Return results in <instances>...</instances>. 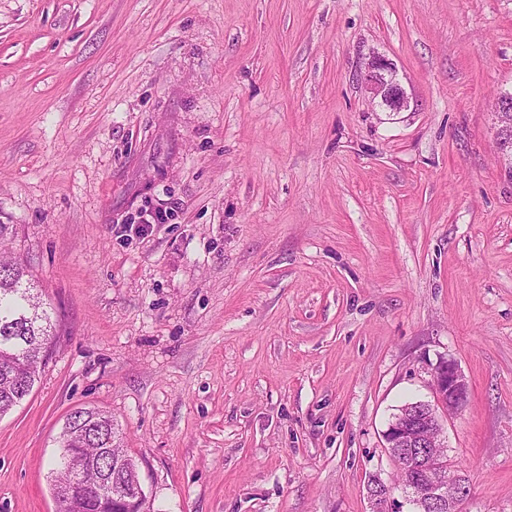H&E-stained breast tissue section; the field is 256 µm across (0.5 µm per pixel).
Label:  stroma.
<instances>
[{"label":"stroma","instance_id":"obj_1","mask_svg":"<svg viewBox=\"0 0 512 512\" xmlns=\"http://www.w3.org/2000/svg\"><path fill=\"white\" fill-rule=\"evenodd\" d=\"M511 88L512 0H0V224L58 333L0 512H55L79 407L155 512H414L383 433L443 357L462 512H512ZM361 83L378 100L381 106L392 112H402L410 107V98L398 77L394 63L385 56L373 54L365 63ZM493 112L499 125V156L509 174L512 175V139L500 138L504 131L512 130V90L501 91L493 102ZM76 426L68 423L66 419L60 434L58 460L54 463V484L63 481L69 476L67 455L70 450L63 448H121V438L117 424L112 416L95 407H83L75 411Z\"/></svg>","mask_w":512,"mask_h":512}]
</instances>
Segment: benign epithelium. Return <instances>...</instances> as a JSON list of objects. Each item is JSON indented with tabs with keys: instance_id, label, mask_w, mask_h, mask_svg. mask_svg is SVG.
<instances>
[{
	"instance_id": "benign-epithelium-1",
	"label": "benign epithelium",
	"mask_w": 512,
	"mask_h": 512,
	"mask_svg": "<svg viewBox=\"0 0 512 512\" xmlns=\"http://www.w3.org/2000/svg\"><path fill=\"white\" fill-rule=\"evenodd\" d=\"M361 83L372 99L392 112H402L410 107L409 96L398 77L394 63L385 56L374 54L365 63ZM493 112L499 132L512 130V90L497 94ZM434 402L408 405L394 415L384 434L389 455L399 461L406 452L410 469L421 472L402 487L407 497L422 506L423 512H460V502L466 491V477L449 458H432L420 452L430 445L431 438L443 440V417L460 410L468 397V382L460 367L452 360L440 361L432 370ZM83 481L81 468L73 466L71 480L57 485L56 495L61 498L76 495L78 483ZM104 485L110 490V498L121 505L129 501L140 502L148 498L142 483L128 487L107 476ZM391 489L383 483L370 488L372 512H391L388 509Z\"/></svg>"
}]
</instances>
